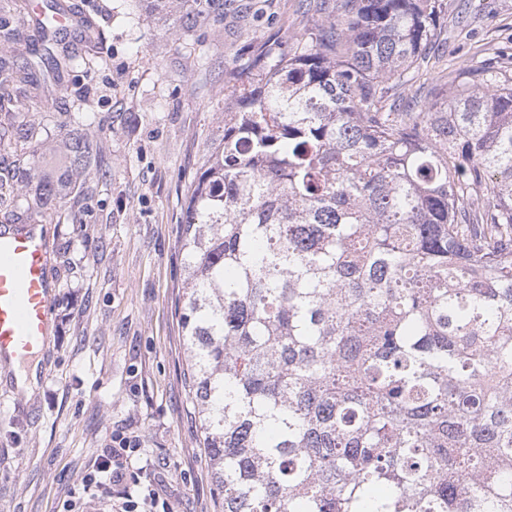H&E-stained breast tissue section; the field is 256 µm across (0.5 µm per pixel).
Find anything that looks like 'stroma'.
<instances>
[{"instance_id":"1","label":"stroma","mask_w":512,"mask_h":512,"mask_svg":"<svg viewBox=\"0 0 512 512\" xmlns=\"http://www.w3.org/2000/svg\"><path fill=\"white\" fill-rule=\"evenodd\" d=\"M100 29L86 56L63 71L54 111L37 100L0 112V127L37 124L39 140L0 143V165L49 172L64 162L74 128L93 141L86 223L51 219L46 242L57 282L38 384L16 393L0 369V512H109L83 490L115 437L139 447L119 491L157 512H220L198 414L183 372L189 353L176 314L186 288L180 226L187 187L224 134V70L263 44H291L319 14L310 0H227L223 19L187 29L151 15L146 0H67ZM447 66L494 56L512 35V0H447L440 18Z\"/></svg>"}]
</instances>
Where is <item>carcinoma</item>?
I'll return each mask as SVG.
<instances>
[{"label": "carcinoma", "mask_w": 512, "mask_h": 512, "mask_svg": "<svg viewBox=\"0 0 512 512\" xmlns=\"http://www.w3.org/2000/svg\"><path fill=\"white\" fill-rule=\"evenodd\" d=\"M182 24L224 0H181ZM224 72L179 323L223 512H512V67L398 112L443 0H336ZM57 72L84 58L46 50ZM0 59V109L28 70ZM42 179L48 217L83 188Z\"/></svg>", "instance_id": "cac0c4a2"}]
</instances>
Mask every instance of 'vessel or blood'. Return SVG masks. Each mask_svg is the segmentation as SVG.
<instances>
[{
    "mask_svg": "<svg viewBox=\"0 0 512 512\" xmlns=\"http://www.w3.org/2000/svg\"><path fill=\"white\" fill-rule=\"evenodd\" d=\"M36 225L0 228V367L42 354L51 327L55 284Z\"/></svg>",
    "mask_w": 512,
    "mask_h": 512,
    "instance_id": "b4317fda",
    "label": "vessel or blood"
}]
</instances>
